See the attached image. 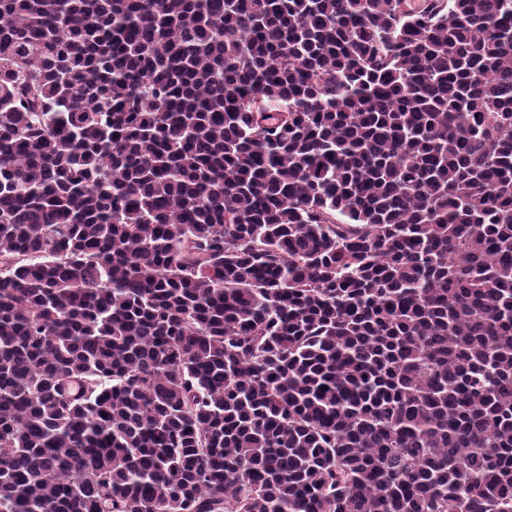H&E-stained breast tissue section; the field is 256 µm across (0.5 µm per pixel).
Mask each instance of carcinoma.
Segmentation results:
<instances>
[{
  "label": "carcinoma",
  "mask_w": 512,
  "mask_h": 512,
  "mask_svg": "<svg viewBox=\"0 0 512 512\" xmlns=\"http://www.w3.org/2000/svg\"><path fill=\"white\" fill-rule=\"evenodd\" d=\"M0 512H512V0H0Z\"/></svg>",
  "instance_id": "cac0c4a2"
}]
</instances>
